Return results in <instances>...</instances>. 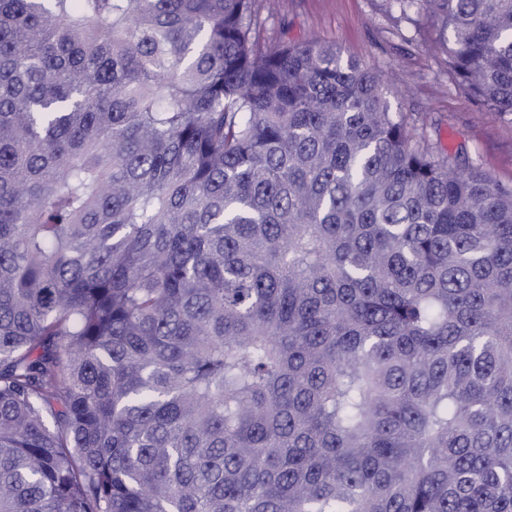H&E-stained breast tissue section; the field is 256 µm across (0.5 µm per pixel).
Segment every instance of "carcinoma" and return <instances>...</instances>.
I'll return each instance as SVG.
<instances>
[{"label": "carcinoma", "instance_id": "obj_1", "mask_svg": "<svg viewBox=\"0 0 512 512\" xmlns=\"http://www.w3.org/2000/svg\"><path fill=\"white\" fill-rule=\"evenodd\" d=\"M512 114V0H425ZM253 0H0V512H512V188Z\"/></svg>", "mask_w": 512, "mask_h": 512}]
</instances>
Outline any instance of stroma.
Instances as JSON below:
<instances>
[{"mask_svg": "<svg viewBox=\"0 0 512 512\" xmlns=\"http://www.w3.org/2000/svg\"><path fill=\"white\" fill-rule=\"evenodd\" d=\"M255 36L265 46L320 38L381 79L390 112L434 157L473 167L512 187V114H492L448 73L441 22L414 0H254Z\"/></svg>", "mask_w": 512, "mask_h": 512, "instance_id": "35a3bbf8", "label": "stroma"}]
</instances>
